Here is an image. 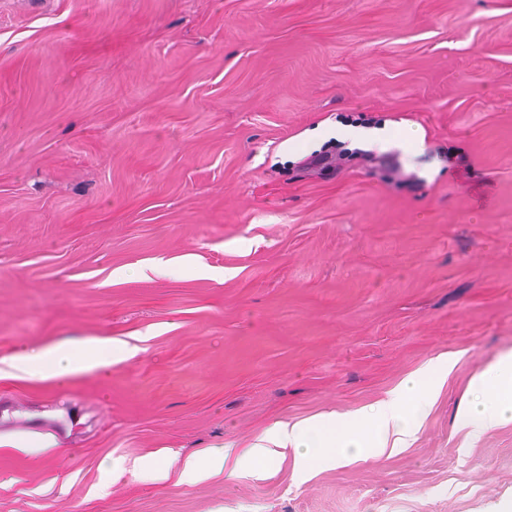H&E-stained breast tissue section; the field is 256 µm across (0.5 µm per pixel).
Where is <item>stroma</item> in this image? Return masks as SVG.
<instances>
[{
	"instance_id": "1",
	"label": "stroma",
	"mask_w": 512,
	"mask_h": 512,
	"mask_svg": "<svg viewBox=\"0 0 512 512\" xmlns=\"http://www.w3.org/2000/svg\"><path fill=\"white\" fill-rule=\"evenodd\" d=\"M320 125L387 140L326 167ZM99 337L132 357L10 366ZM511 350L512 0H0V512H502L512 423L454 414ZM442 353L391 456L131 469ZM86 354L76 356L60 345H50L36 354H18L13 358L16 369L31 377H64L90 373L112 364L129 352H112V340H86Z\"/></svg>"
}]
</instances>
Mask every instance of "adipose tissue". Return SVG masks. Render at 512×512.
I'll list each match as a JSON object with an SVG mask.
<instances>
[{"mask_svg":"<svg viewBox=\"0 0 512 512\" xmlns=\"http://www.w3.org/2000/svg\"><path fill=\"white\" fill-rule=\"evenodd\" d=\"M118 357L108 339L90 340L86 352L76 356L60 345H50L36 354H19L16 369L31 377H64L90 373L112 364ZM455 366L452 356L439 358L421 374L409 377L384 400L346 418L337 430L335 416L315 418L300 426L274 422L243 448L226 444L207 457L191 453L172 456L164 463L149 464L154 481L177 475L179 482L192 484L212 473L234 479L247 466L267 463L287 449L300 450L310 461L342 464L364 456H382L388 448H403L412 440L414 421L425 413L432 392ZM462 427L484 432L512 422V351L498 355L472 380L470 398L458 415Z\"/></svg>","mask_w":512,"mask_h":512,"instance_id":"obj_1","label":"adipose tissue"}]
</instances>
